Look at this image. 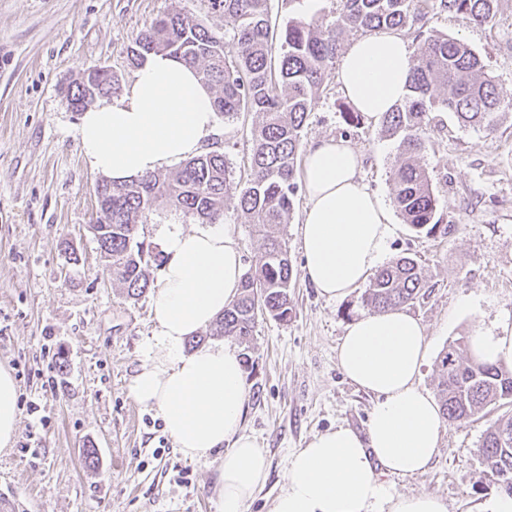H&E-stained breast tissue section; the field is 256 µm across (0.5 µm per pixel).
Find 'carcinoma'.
<instances>
[{
  "label": "carcinoma",
  "instance_id": "cac0c4a2",
  "mask_svg": "<svg viewBox=\"0 0 512 512\" xmlns=\"http://www.w3.org/2000/svg\"><path fill=\"white\" fill-rule=\"evenodd\" d=\"M224 14L220 36L181 14H167L141 32L130 60L141 65L155 53H168L198 70L213 91L215 112L227 121L243 112L255 115L245 175L237 178L220 150L193 157L168 174L150 173L117 185L96 187L97 217L91 230L100 253L112 258V280L130 298L150 286L148 266L159 256L138 241L140 226L160 200L203 224L224 217L225 200L234 197L262 240L261 261L242 277L238 298L211 325L213 336H234L246 343L259 318L288 320L292 266L281 229L290 223L299 184L297 159L301 132L312 105L336 67L342 36L424 24L431 10L453 11L475 25L496 17L498 0H336L332 19L319 23L271 24L268 0H209ZM279 45L278 71H272L273 45ZM409 93L384 113L385 130L399 137L394 173V203L417 233L439 229L437 198L428 169L420 162L432 114L450 112L464 126L492 135L504 94L484 71L480 57L460 40L426 37L409 75ZM445 93H440V90ZM120 90L104 68L92 70L67 87L72 108L82 112L96 98ZM424 287L418 262L401 257L377 270L363 296L369 312H382L416 300ZM467 341L448 343L438 360L437 396L446 420L465 424L485 416L497 403L512 405V369L500 363L463 357ZM487 487L512 495V415L492 422L478 448Z\"/></svg>",
  "mask_w": 512,
  "mask_h": 512
}]
</instances>
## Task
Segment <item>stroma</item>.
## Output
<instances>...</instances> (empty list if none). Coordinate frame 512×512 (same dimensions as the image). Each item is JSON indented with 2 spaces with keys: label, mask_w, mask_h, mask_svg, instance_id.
Listing matches in <instances>:
<instances>
[{
  "label": "stroma",
  "mask_w": 512,
  "mask_h": 512,
  "mask_svg": "<svg viewBox=\"0 0 512 512\" xmlns=\"http://www.w3.org/2000/svg\"><path fill=\"white\" fill-rule=\"evenodd\" d=\"M336 0H270L271 20H322ZM178 12L223 33L224 16L208 0H0V363L18 384V428L0 451V491L14 490L28 512H216V465L184 458L154 411L140 407L130 384L152 334L153 293L128 298L113 283L89 226L96 219L100 174L79 150V113L66 87L94 67L128 84L135 38L158 17ZM424 35L465 42L495 84L512 96V0H499L487 26L448 12L430 16ZM352 105L337 78L315 99L302 143L344 138L362 158L361 176L386 205L394 203L397 141L380 120L348 124ZM254 117L219 121L209 149L235 167L250 153ZM423 161L438 198L441 231L426 235L391 213L398 229L386 261L415 258L425 287L408 311L427 328L429 354L419 385L434 391L448 345L476 329L512 330V103L499 108L497 131L460 126L436 115ZM298 195L285 228L292 265V314L259 319L247 354L249 392L242 427L265 448L267 481L248 512H268L284 485L290 455L316 434L346 425L364 432L373 397L341 372L336 352L346 326L363 314V288L328 300L306 279ZM223 224L244 267L258 263L252 224L227 200ZM471 298V309L460 306ZM505 407L446 425L430 467L388 477L398 493L429 492L448 512H480L490 495L478 446ZM97 452L95 465L85 449Z\"/></svg>",
  "instance_id": "35a3bbf8"
}]
</instances>
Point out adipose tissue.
<instances>
[{"instance_id":"ef3b65f1","label":"adipose tissue","mask_w":512,"mask_h":512,"mask_svg":"<svg viewBox=\"0 0 512 512\" xmlns=\"http://www.w3.org/2000/svg\"><path fill=\"white\" fill-rule=\"evenodd\" d=\"M411 68L407 42L385 29L344 50L337 79L353 106L376 118L405 98ZM77 134L92 171L129 182L178 166L217 136L213 94L194 68L152 54L119 95L82 113ZM302 178L304 274L322 297H345L382 262L396 226L361 181L359 155L349 142H311ZM161 250L153 334L130 393L161 418L184 457L217 459V512H245L268 478L270 461L242 429L248 395L241 358L221 343L185 349L237 298L242 254L220 224L165 225ZM427 350L425 326L402 309L365 313L347 326L337 362L376 398L367 430L339 425L294 452L270 512H448L436 495L394 494L386 482L422 473L438 452L446 421L418 385ZM17 400L15 378L0 365V449L16 434Z\"/></svg>"}]
</instances>
